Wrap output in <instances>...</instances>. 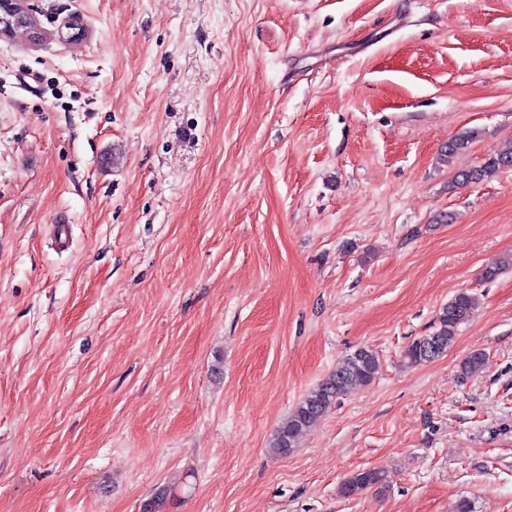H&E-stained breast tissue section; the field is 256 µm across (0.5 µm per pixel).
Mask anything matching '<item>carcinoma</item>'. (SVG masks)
Masks as SVG:
<instances>
[{
  "mask_svg": "<svg viewBox=\"0 0 512 512\" xmlns=\"http://www.w3.org/2000/svg\"><path fill=\"white\" fill-rule=\"evenodd\" d=\"M476 139V132H463L448 140L439 151V161L450 164L453 159L469 151ZM512 167V150L489 155L474 166L458 170L448 188L454 189L480 183L498 172ZM478 302L474 295L462 291L445 304L437 316L433 330L414 339L404 350L403 358L410 365L432 361L444 355L455 342L460 325L472 319ZM377 353L362 346L345 355L315 388L310 390L290 411L276 430L271 442L272 451L287 455L293 451L297 439L311 431L325 411L338 398L355 393L369 386L378 374ZM384 475L378 469H361L347 477L341 487L343 495L351 497L372 487H383Z\"/></svg>",
  "mask_w": 512,
  "mask_h": 512,
  "instance_id": "obj_1",
  "label": "carcinoma"
}]
</instances>
